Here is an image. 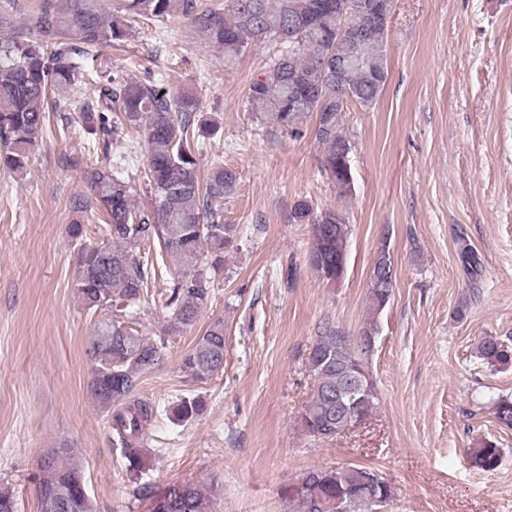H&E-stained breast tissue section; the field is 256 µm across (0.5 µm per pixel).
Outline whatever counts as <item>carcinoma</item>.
I'll use <instances>...</instances> for the list:
<instances>
[{
    "instance_id": "carcinoma-1",
    "label": "carcinoma",
    "mask_w": 512,
    "mask_h": 512,
    "mask_svg": "<svg viewBox=\"0 0 512 512\" xmlns=\"http://www.w3.org/2000/svg\"><path fill=\"white\" fill-rule=\"evenodd\" d=\"M0 5V165L15 174L27 171L33 149L51 124L50 114L62 122L64 132L109 139L118 130L143 134L147 144L145 178L150 207L137 208L135 189L118 168L93 169L86 179L106 212L107 243L80 248L74 270V288L89 310L111 309L135 313L147 300L149 283L158 276L159 264L142 260L140 246L154 245L159 258L169 255L180 264L170 276L163 307L168 312L170 336L194 325L212 302L206 274L197 270L201 257L210 254L211 266L224 262V252L234 247L238 225L224 223V199L231 196L239 177L216 163L206 180L197 167L198 142L189 130L200 112L198 99L173 93L153 82L130 77L117 86L98 89L92 112H117L119 123L109 125L100 117L97 125L81 116L60 113L49 92L77 85L83 59L91 48H108L131 35L140 19L163 20L176 13L202 32L210 43L224 50V66L235 63L251 42L278 41L264 71L249 84V110L268 117L281 132L297 138L305 118H316L315 138L323 146V169L338 195L352 191L342 151L352 149L340 125L349 104L373 106L389 75L387 36L389 27L376 26L367 17L358 19L364 34L353 41L338 38L342 0H224L222 10H201L196 0H119L107 10L99 0H40L34 39L12 29L9 5ZM344 57V69L336 76V55ZM294 218L311 226L310 266L322 281L336 277V261L347 254L352 234L345 212L327 207L314 213L301 200ZM390 253L381 245L369 274L371 316L353 335L334 321L324 319L312 337L307 364L313 376V393L302 413L307 433L330 439L348 425L336 414V387L349 373L362 369L369 379V395L355 408L362 419L378 408L379 393L371 370L373 350L361 338L376 339L378 315L388 306L395 288ZM458 257L470 275L482 272L472 246L459 241ZM224 320L214 319L183 354L181 371L194 382H206L224 371ZM478 354L493 368L512 363V347L496 336H484ZM85 355L92 363L89 388L97 402L113 410L112 430L123 449L129 469L138 472L146 451L148 426L165 415L182 421L199 415L203 401L182 399L166 409L136 398L143 375L159 368L166 357L164 338L152 340L118 319L99 321L88 337ZM496 422L512 429V398L492 400ZM503 450L484 438L471 455L482 469H496ZM375 468L365 465L312 467L301 476L295 493L288 497V512H336V500L349 503V512H373L375 502H392L395 487L388 480L371 483ZM83 462L74 448H53L42 459L36 480L38 512H94L83 493ZM213 489L193 483H173L148 490L149 512H211Z\"/></svg>"
}]
</instances>
